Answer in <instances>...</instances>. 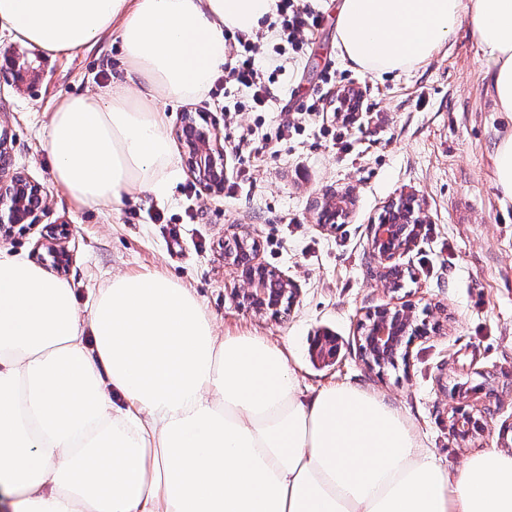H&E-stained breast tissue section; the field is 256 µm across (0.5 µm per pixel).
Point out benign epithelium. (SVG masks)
I'll use <instances>...</instances> for the list:
<instances>
[{
    "label": "benign epithelium",
    "instance_id": "7a95c632",
    "mask_svg": "<svg viewBox=\"0 0 512 512\" xmlns=\"http://www.w3.org/2000/svg\"><path fill=\"white\" fill-rule=\"evenodd\" d=\"M8 130L0 129V231L24 224L47 209L45 187L31 183L11 171V157L4 150ZM186 161L203 189L217 192L224 188V148L212 143L208 129L196 116L185 115L181 130ZM395 223L374 225L373 258L383 271L386 289L393 292L403 287L404 270L400 256L414 242L416 227L421 224L415 212L393 211ZM224 259L234 266L245 288L239 290V304L259 314L280 315L281 309L293 305L294 288L288 279L256 263L248 250V238H237L235 246L226 247ZM359 355L371 371L398 368L407 361L412 342L430 335L427 321L415 314L408 302L386 304L369 311L359 324Z\"/></svg>",
    "mask_w": 512,
    "mask_h": 512
}]
</instances>
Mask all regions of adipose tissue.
<instances>
[{"mask_svg":"<svg viewBox=\"0 0 512 512\" xmlns=\"http://www.w3.org/2000/svg\"><path fill=\"white\" fill-rule=\"evenodd\" d=\"M277 0H0L21 44L72 55L115 31L122 79L61 98L44 148L77 202L164 193L163 102L207 94L225 33ZM468 18L488 93L512 112V0H340L336 45L382 74L428 61ZM290 350L222 337L161 276H115L82 318L69 285L0 251V512H512V453L454 473L409 420L350 384L305 395Z\"/></svg>","mask_w":512,"mask_h":512,"instance_id":"obj_1","label":"adipose tissue"}]
</instances>
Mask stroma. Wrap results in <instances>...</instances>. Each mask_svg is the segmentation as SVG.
Here are the masks:
<instances>
[{
	"label": "stroma",
	"instance_id": "stroma-1",
	"mask_svg": "<svg viewBox=\"0 0 512 512\" xmlns=\"http://www.w3.org/2000/svg\"><path fill=\"white\" fill-rule=\"evenodd\" d=\"M337 4L311 0L325 24L304 55L278 50L275 30L263 32L256 62L275 74L268 111L234 110L220 78L200 100L166 103L175 158L165 192L132 191L97 206L75 202L55 185L44 140L60 98L99 91L119 77V37L110 32L79 53L54 57L0 28V125L9 131L14 170L49 192L34 227L0 239V250L54 274L42 230L68 225L73 260L56 274L73 288L82 317L112 275L173 279L198 297L219 335L288 345L303 391L367 386L408 417L436 461L453 471L484 449L512 448V203L497 186L492 161L498 143L512 135V114L498 111L486 92L487 65L468 18L429 62L374 76L337 49ZM327 71L336 75L329 88ZM348 88L359 91L362 104L345 116L335 106ZM321 91L326 110L313 119L286 106L291 93ZM187 112L206 114L221 137L223 193L203 191L186 165L179 131ZM286 122L295 129L278 139ZM242 127L251 128L259 152L235 151ZM408 194L423 224L400 258L407 278L394 294L371 259L372 227L393 199ZM339 200L349 203L347 218L336 230L323 229L322 205ZM245 231L258 242L259 262L296 290L280 318L233 298L240 282L224 263L223 243ZM398 298L432 308L440 329L412 344L409 368L369 371L358 354L359 321ZM327 334L336 353L323 357L315 343ZM485 408L491 415L482 431L464 439L452 434L453 415Z\"/></svg>",
	"mask_w": 512,
	"mask_h": 512
}]
</instances>
